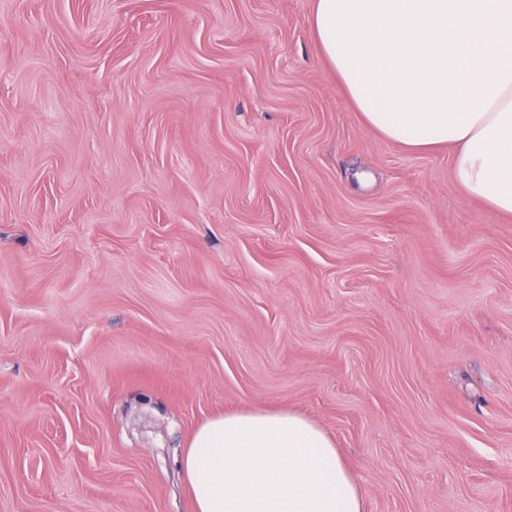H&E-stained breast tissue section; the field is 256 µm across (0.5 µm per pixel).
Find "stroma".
Returning <instances> with one entry per match:
<instances>
[{"label": "stroma", "instance_id": "obj_1", "mask_svg": "<svg viewBox=\"0 0 512 512\" xmlns=\"http://www.w3.org/2000/svg\"><path fill=\"white\" fill-rule=\"evenodd\" d=\"M315 0H0V512H193L231 411L365 512H512V216L365 125Z\"/></svg>", "mask_w": 512, "mask_h": 512}]
</instances>
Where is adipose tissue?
<instances>
[{
    "label": "adipose tissue",
    "mask_w": 512,
    "mask_h": 512,
    "mask_svg": "<svg viewBox=\"0 0 512 512\" xmlns=\"http://www.w3.org/2000/svg\"><path fill=\"white\" fill-rule=\"evenodd\" d=\"M321 8L311 26L317 47L366 125L408 150L441 144L454 149V170L464 194L512 215V42L498 39L463 54L465 73L454 83L459 97L477 113L465 137H410L383 126L346 77L337 50L321 27ZM193 512H364L357 480L332 437L291 412L242 411L203 423L180 459Z\"/></svg>",
    "instance_id": "ef3b65f1"
}]
</instances>
